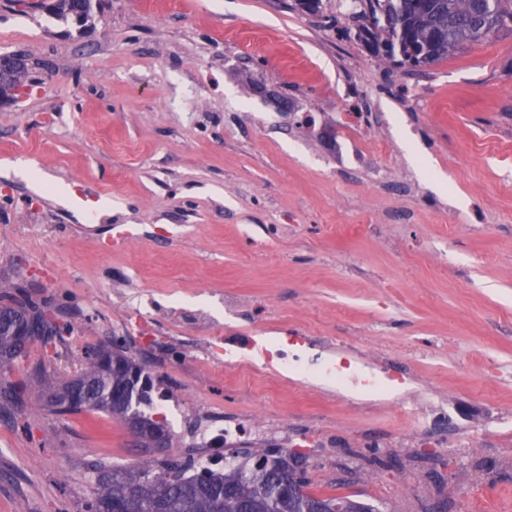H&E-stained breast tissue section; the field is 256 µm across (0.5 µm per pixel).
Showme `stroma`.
<instances>
[{
	"label": "stroma",
	"mask_w": 512,
	"mask_h": 512,
	"mask_svg": "<svg viewBox=\"0 0 512 512\" xmlns=\"http://www.w3.org/2000/svg\"><path fill=\"white\" fill-rule=\"evenodd\" d=\"M291 2L102 0L82 31L0 0V53L40 80L0 104V279L73 324L59 362L120 335L183 411L274 420L243 445L299 453L310 492L512 512V25L411 72L335 0ZM201 454L0 412V512H85L95 462Z\"/></svg>",
	"instance_id": "obj_1"
}]
</instances>
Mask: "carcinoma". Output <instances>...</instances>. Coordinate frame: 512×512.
<instances>
[{"instance_id":"1","label":"carcinoma","mask_w":512,"mask_h":512,"mask_svg":"<svg viewBox=\"0 0 512 512\" xmlns=\"http://www.w3.org/2000/svg\"><path fill=\"white\" fill-rule=\"evenodd\" d=\"M353 17L359 21L356 36L375 59L396 66L423 68L448 54L488 39L512 23V0H351ZM93 0H50L49 10L81 28L95 26ZM33 86L28 64L17 67L11 79L0 74V93L16 81ZM49 306L31 296L25 286L0 281V380L27 356L29 345L40 342L43 349L56 351L57 343L73 331L51 326L44 308ZM41 388L38 401L55 413L105 412L138 430L140 447H151L153 432H161L167 446L172 435L166 419H154L141 408L152 405L155 379L129 356L118 336L112 348H87L80 369L67 381L56 372L38 370ZM25 388L12 385L3 400L15 412L26 407ZM266 458L291 467L303 485H308L304 461L279 448H268ZM170 463L154 473L146 466L115 469L97 465V481L86 512H374V508L349 497H330L312 492L302 501L277 488L271 474L262 470L243 480L233 468L205 470L191 476Z\"/></svg>"}]
</instances>
